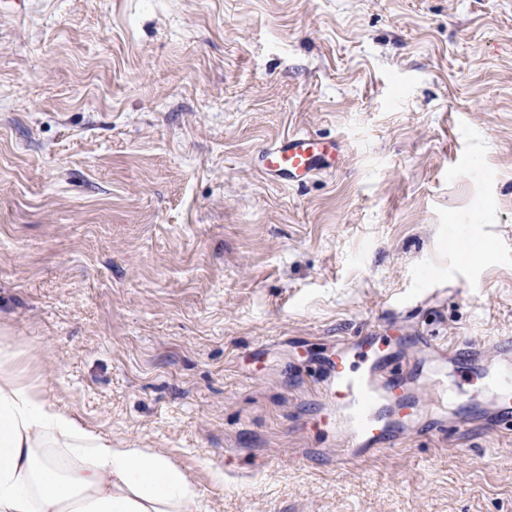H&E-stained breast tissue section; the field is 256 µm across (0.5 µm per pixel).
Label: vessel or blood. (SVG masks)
Returning <instances> with one entry per match:
<instances>
[{
    "label": "vessel or blood",
    "mask_w": 512,
    "mask_h": 512,
    "mask_svg": "<svg viewBox=\"0 0 512 512\" xmlns=\"http://www.w3.org/2000/svg\"><path fill=\"white\" fill-rule=\"evenodd\" d=\"M337 149L336 142L296 132L262 150L258 163L272 178L300 183L332 169ZM395 341L376 324L317 365L318 411L309 426L339 441L340 463L398 447L426 413L512 430V336L493 340L497 361L489 369L478 344L451 348L423 336L405 350Z\"/></svg>",
    "instance_id": "1"
}]
</instances>
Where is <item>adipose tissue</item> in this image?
Segmentation results:
<instances>
[{
    "mask_svg": "<svg viewBox=\"0 0 512 512\" xmlns=\"http://www.w3.org/2000/svg\"><path fill=\"white\" fill-rule=\"evenodd\" d=\"M0 342V512H201L194 479L86 425L22 377Z\"/></svg>",
    "mask_w": 512,
    "mask_h": 512,
    "instance_id": "obj_1",
    "label": "adipose tissue"
}]
</instances>
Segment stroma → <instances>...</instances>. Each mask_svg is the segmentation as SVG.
Listing matches in <instances>:
<instances>
[{"label":"stroma","mask_w":512,"mask_h":512,"mask_svg":"<svg viewBox=\"0 0 512 512\" xmlns=\"http://www.w3.org/2000/svg\"><path fill=\"white\" fill-rule=\"evenodd\" d=\"M298 130L340 151L286 186ZM379 320L512 336V0L0 11V338L45 396L205 512H512V431L300 460L311 365ZM338 148L336 141H326L308 132L290 133L262 150L258 163L274 179L301 183L312 174L332 169Z\"/></svg>","instance_id":"35a3bbf8"}]
</instances>
